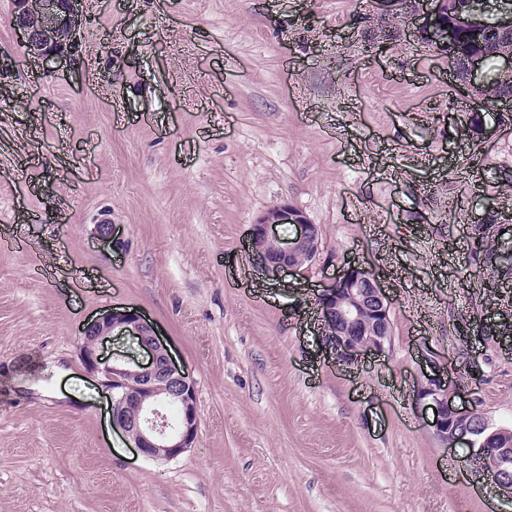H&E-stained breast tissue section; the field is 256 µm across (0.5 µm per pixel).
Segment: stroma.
Listing matches in <instances>:
<instances>
[{"label":"stroma","instance_id":"1","mask_svg":"<svg viewBox=\"0 0 512 512\" xmlns=\"http://www.w3.org/2000/svg\"><path fill=\"white\" fill-rule=\"evenodd\" d=\"M84 10L80 52L43 63L0 0V512H512L412 403L426 355L473 359L459 381L512 425V273L471 250L491 202L512 248V128L462 109L388 0ZM284 203L321 230L286 283L249 247ZM353 264L389 294L392 340L342 365L316 297ZM120 307L195 383L177 458L129 447L81 359L84 325Z\"/></svg>","mask_w":512,"mask_h":512}]
</instances>
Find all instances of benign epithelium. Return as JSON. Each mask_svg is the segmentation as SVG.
<instances>
[{
  "mask_svg": "<svg viewBox=\"0 0 512 512\" xmlns=\"http://www.w3.org/2000/svg\"><path fill=\"white\" fill-rule=\"evenodd\" d=\"M14 25L24 46L34 57L51 62L79 53V36L89 16L79 0H12ZM445 0L413 12L419 31L448 58L454 87L477 100L485 91L488 57L497 63L495 79L512 84V53L496 50L512 40V0L491 6L484 0H463L452 23L441 28ZM468 36L470 49L458 41V31ZM288 224L294 235L285 239L277 227ZM249 245L258 272L277 281L285 274L303 273L321 251L319 227L298 209L279 205L268 209L251 225ZM318 306L324 344L339 364L366 354H384L391 343V302L378 277L362 266L343 270L323 289ZM367 313L365 321L361 315ZM133 336L148 354L143 362L109 359L100 353L112 336ZM81 356L86 368L100 377L110 393L112 427L145 457L171 460L191 447L198 432L199 415L195 383L174 363L152 324L131 308L112 312L87 323L82 331ZM428 371L414 390V403L433 413L434 435L444 446L466 448L468 460L485 473L502 497L512 501V427L495 425L481 409L474 391L461 388L453 368L428 357ZM169 406L178 409L176 425L166 419Z\"/></svg>",
  "mask_w": 512,
  "mask_h": 512,
  "instance_id": "1",
  "label": "benign epithelium"
}]
</instances>
